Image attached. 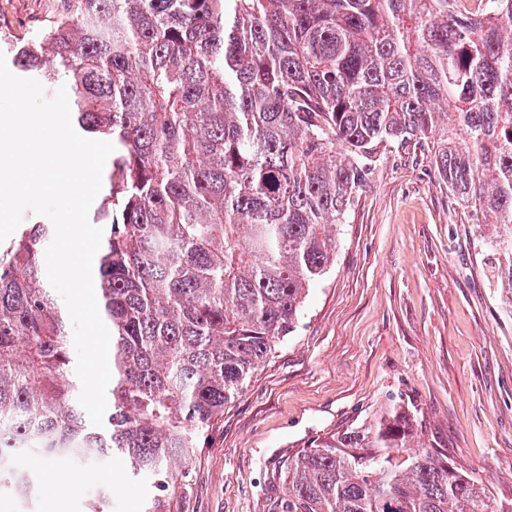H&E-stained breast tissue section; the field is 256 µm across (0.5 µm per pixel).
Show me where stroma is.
<instances>
[{"label": "stroma", "mask_w": 512, "mask_h": 512, "mask_svg": "<svg viewBox=\"0 0 512 512\" xmlns=\"http://www.w3.org/2000/svg\"><path fill=\"white\" fill-rule=\"evenodd\" d=\"M67 6L0 0V35L24 41ZM430 149L427 140L388 142L366 159L333 268L196 450L178 512H274L289 456L392 403L423 418L456 467L512 500V289L489 249L503 231L458 205ZM21 465L42 484L34 512H89L101 488L111 512H140L146 493L115 464L79 468L30 454Z\"/></svg>", "instance_id": "stroma-1"}]
</instances>
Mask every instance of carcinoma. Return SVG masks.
I'll list each match as a JSON object with an SVG mask.
<instances>
[{
	"label": "carcinoma",
	"mask_w": 512,
	"mask_h": 512,
	"mask_svg": "<svg viewBox=\"0 0 512 512\" xmlns=\"http://www.w3.org/2000/svg\"><path fill=\"white\" fill-rule=\"evenodd\" d=\"M75 0L11 49L112 141L97 261L112 348L104 425L78 401L70 325L39 262L51 224L0 247V492L31 503L36 453L117 460L174 512L185 466L296 327L336 262L377 145L433 139L471 216L512 228V0ZM352 155H336V143ZM512 288V237L493 244ZM415 414L288 458L276 512H512Z\"/></svg>",
	"instance_id": "1"
}]
</instances>
